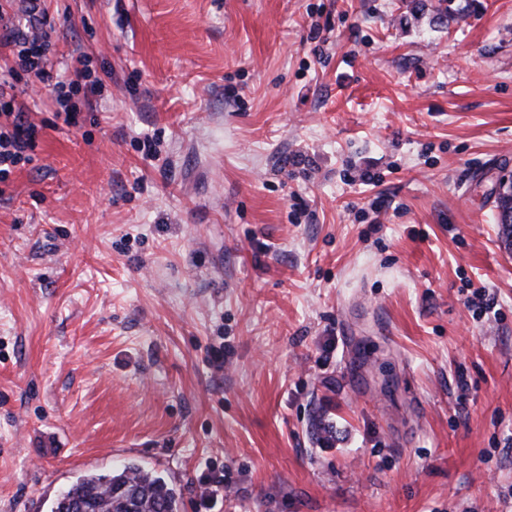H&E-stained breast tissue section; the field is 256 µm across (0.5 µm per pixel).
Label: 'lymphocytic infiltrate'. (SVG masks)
I'll list each match as a JSON object with an SVG mask.
<instances>
[{
    "mask_svg": "<svg viewBox=\"0 0 512 512\" xmlns=\"http://www.w3.org/2000/svg\"><path fill=\"white\" fill-rule=\"evenodd\" d=\"M25 2V22L0 27V46L15 49L18 57L17 66L0 69V183L9 180L18 164L33 162L40 135L19 100L21 94L41 86L48 88L58 116L71 126L79 121L81 104L104 88L102 77L87 55L72 59L63 74H51V20L38 0Z\"/></svg>",
    "mask_w": 512,
    "mask_h": 512,
    "instance_id": "1",
    "label": "lymphocytic infiltrate"
}]
</instances>
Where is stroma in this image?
<instances>
[{"mask_svg":"<svg viewBox=\"0 0 512 512\" xmlns=\"http://www.w3.org/2000/svg\"><path fill=\"white\" fill-rule=\"evenodd\" d=\"M421 3L48 0L105 89L23 98L0 512L127 463L180 512H512V0Z\"/></svg>","mask_w":512,"mask_h":512,"instance_id":"35a3bbf8","label":"stroma"}]
</instances>
